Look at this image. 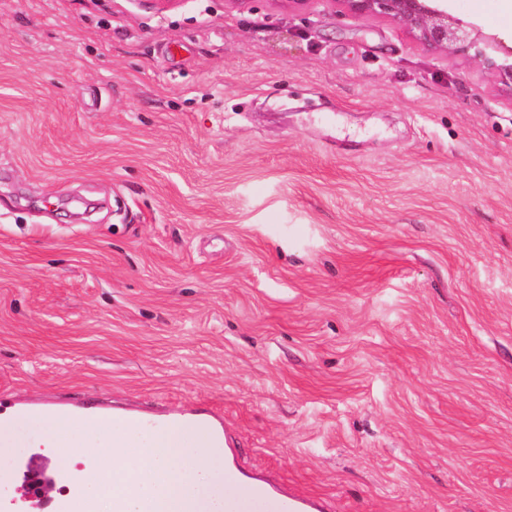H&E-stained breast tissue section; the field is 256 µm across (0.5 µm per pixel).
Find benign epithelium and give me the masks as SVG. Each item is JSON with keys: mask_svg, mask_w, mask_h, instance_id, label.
<instances>
[{"mask_svg": "<svg viewBox=\"0 0 512 512\" xmlns=\"http://www.w3.org/2000/svg\"><path fill=\"white\" fill-rule=\"evenodd\" d=\"M353 15H383L403 25L430 48L465 52L496 70L512 85V47L485 39L479 28L448 12L447 0H331Z\"/></svg>", "mask_w": 512, "mask_h": 512, "instance_id": "benign-epithelium-1", "label": "benign epithelium"}]
</instances>
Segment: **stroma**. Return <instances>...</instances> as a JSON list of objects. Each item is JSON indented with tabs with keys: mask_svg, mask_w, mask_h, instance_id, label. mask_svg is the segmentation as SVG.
<instances>
[{
	"mask_svg": "<svg viewBox=\"0 0 512 512\" xmlns=\"http://www.w3.org/2000/svg\"><path fill=\"white\" fill-rule=\"evenodd\" d=\"M0 393V498L88 398L325 512H512V85L329 0H0Z\"/></svg>",
	"mask_w": 512,
	"mask_h": 512,
	"instance_id": "obj_1",
	"label": "stroma"
}]
</instances>
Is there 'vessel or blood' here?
Returning a JSON list of instances; mask_svg holds the SVG:
<instances>
[{"label": "vessel or blood", "instance_id": "b4317fda", "mask_svg": "<svg viewBox=\"0 0 512 512\" xmlns=\"http://www.w3.org/2000/svg\"><path fill=\"white\" fill-rule=\"evenodd\" d=\"M73 413L80 419L99 425L122 422L139 428L152 429L161 421L179 423L206 433L216 446L222 447L224 456V484L235 492V504L229 512H323L320 499L288 492L282 482L270 474L245 476L236 461L234 439L224 426L221 416L212 412L185 414L171 411L161 415L139 410L112 409L101 404L85 403L75 406Z\"/></svg>", "mask_w": 512, "mask_h": 512}]
</instances>
